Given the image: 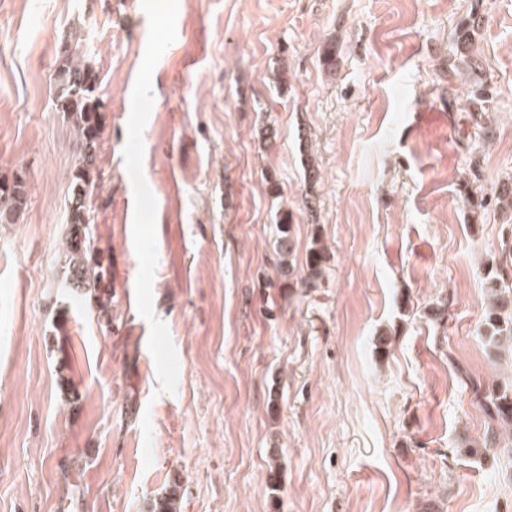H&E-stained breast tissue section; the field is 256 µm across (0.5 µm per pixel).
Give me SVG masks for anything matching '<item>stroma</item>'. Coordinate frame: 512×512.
<instances>
[{
  "label": "stroma",
  "mask_w": 512,
  "mask_h": 512,
  "mask_svg": "<svg viewBox=\"0 0 512 512\" xmlns=\"http://www.w3.org/2000/svg\"><path fill=\"white\" fill-rule=\"evenodd\" d=\"M157 5L0 0V175L29 184L0 224V512H146L174 485L178 512H512V453L480 445L512 365L479 335L512 0ZM475 15L476 66L449 73ZM75 37L106 104L105 312L63 261L76 154L51 74ZM285 211L296 267L325 249L318 287L283 285Z\"/></svg>",
  "instance_id": "stroma-1"
}]
</instances>
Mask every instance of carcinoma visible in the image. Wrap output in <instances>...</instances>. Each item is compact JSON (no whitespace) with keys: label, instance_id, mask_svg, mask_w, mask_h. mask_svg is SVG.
Segmentation results:
<instances>
[{"label":"carcinoma","instance_id":"obj_1","mask_svg":"<svg viewBox=\"0 0 512 512\" xmlns=\"http://www.w3.org/2000/svg\"><path fill=\"white\" fill-rule=\"evenodd\" d=\"M476 18H471L459 29L456 41V58L470 64L466 51L471 35L475 34ZM97 74L92 61L76 51L64 47L54 72L57 111L63 113L74 131L77 145V163L70 183L71 231L64 242L63 259L68 269L70 287L77 294L90 292L105 308L112 302L106 296L103 283V258L91 251L86 244L88 225L93 221V202L101 189V176L97 159L104 133L103 110L105 104L96 94ZM496 194L499 210L504 215L501 252L492 260L485 273L488 290L486 313L482 322L486 345L495 350L512 352V180L499 182ZM29 187L21 176L0 177V224H15L26 207ZM276 236L278 270L290 288H316L324 273L326 260L324 247L314 241L308 251L306 272L295 274V251L290 214L279 218ZM489 416L497 427H490L484 445L498 447L499 430H508L512 436V385L493 386L489 394ZM149 512H177V495L172 491L152 500Z\"/></svg>","mask_w":512,"mask_h":512}]
</instances>
